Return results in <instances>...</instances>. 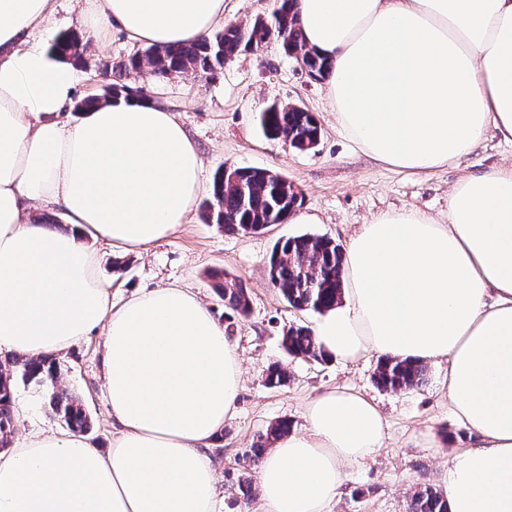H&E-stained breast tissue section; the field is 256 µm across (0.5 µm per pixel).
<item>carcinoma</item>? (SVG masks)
I'll return each instance as SVG.
<instances>
[{
  "mask_svg": "<svg viewBox=\"0 0 512 512\" xmlns=\"http://www.w3.org/2000/svg\"><path fill=\"white\" fill-rule=\"evenodd\" d=\"M296 0H276L272 12L276 22H286L280 42L286 54L300 52L305 63L316 76L324 74L331 64L324 58L305 49L303 34L297 23ZM267 34L265 22L257 18L253 23L227 25L202 40L182 45L155 46L136 51L133 55L109 67L112 81L103 87V93L88 96L75 106V111L100 100L130 96H143L142 89L133 87L127 79L146 63L152 76L168 78L184 71L214 73L224 63L251 45H257ZM53 49L69 61H82L84 45L76 33H66L54 44ZM263 135L271 140L286 141L291 147L306 151L315 148L322 130L316 117L289 104L274 102L260 115ZM235 177H224L218 171L213 179L211 200L204 209L203 220L216 224L226 233L252 234L265 229V223L274 220L288 207L298 208L301 197L288 178L267 169L237 167ZM271 282L282 292L290 306L298 310L322 312L341 300L343 290V248L334 240L311 234L279 239L268 260ZM218 296L224 307L237 317L250 313V296L247 288L229 276L216 284ZM282 347L293 358L324 362L328 359L317 345L313 331L306 325H292L282 336ZM58 376L56 359H23L14 355L0 360V449L10 445L14 431L13 386L16 378L27 384L48 388L46 395L53 412L74 433L90 430V421L78 401L55 390ZM429 381L427 364L383 356L379 359L374 382L386 391L419 388ZM266 385L279 388L288 384V372L280 364L267 370ZM290 425L279 421L258 436L252 457L260 460L279 437L288 433ZM408 512H448V501L442 490L424 485L411 497Z\"/></svg>",
  "mask_w": 512,
  "mask_h": 512,
  "instance_id": "cac0c4a2",
  "label": "carcinoma"
}]
</instances>
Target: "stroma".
Instances as JSON below:
<instances>
[{"instance_id":"35a3bbf8","label":"stroma","mask_w":512,"mask_h":512,"mask_svg":"<svg viewBox=\"0 0 512 512\" xmlns=\"http://www.w3.org/2000/svg\"><path fill=\"white\" fill-rule=\"evenodd\" d=\"M141 45L113 36L105 47L88 46L77 65L74 100L99 93L106 80L105 63L123 60ZM133 85L165 105L195 142L202 159L203 192L188 223L146 250L118 251L96 244L101 278L120 304L142 290L162 286L194 289L216 318L226 310L213 290L210 274L221 270L239 279L251 296V313L236 321L231 340L241 359L244 383L233 419L224 424L212 450L217 469V512H264L259 496L242 501L239 477L256 478L260 464L250 448L256 436L280 420L292 430L305 426L306 400L329 388H350L371 399L385 421L382 448L372 460L352 466L332 512H406L421 486L438 484L452 448L478 447V439L457 419L442 390L446 364L430 365V381L422 388L386 391L373 381L377 353L352 362H325L289 357L281 336L289 326L314 325L318 314L291 307L267 274L266 261L282 237L315 234L348 245L359 226L374 216L416 210L438 221L448 219L449 193L460 178L491 166L512 164V147L487 133L470 156L430 173H408L363 154L339 130L323 80L315 79L297 60L285 55L277 39L240 52L212 74L187 72L167 79L132 77ZM296 104L313 112L322 136L318 146L300 151L265 138L259 114L271 103ZM256 167L288 178L301 196V221L274 224L256 234H228L204 223L201 214L211 198L215 173L226 167ZM123 262L124 273L112 270ZM103 338H84L58 358V389L77 397L93 428L89 442L100 450L112 445L115 428L108 411L102 369ZM280 363L290 379L281 388L267 387L265 371ZM17 420L13 440L36 427L64 429L42 392L16 382Z\"/></svg>"}]
</instances>
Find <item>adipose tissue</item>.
<instances>
[{
  "label": "adipose tissue",
  "instance_id": "obj_1",
  "mask_svg": "<svg viewBox=\"0 0 512 512\" xmlns=\"http://www.w3.org/2000/svg\"><path fill=\"white\" fill-rule=\"evenodd\" d=\"M55 11L56 0H0V354L60 355L101 334L116 431L103 452L31 430L0 454V512H215L210 450L236 412V348L189 289L113 303L93 247L144 249L187 223L202 160L151 99L70 118L71 63L28 41ZM80 13L94 45L108 32L167 46L210 35L224 0H92ZM297 17L331 63L339 129L372 159L429 172L488 131L512 144V0H298ZM36 204L57 208L66 230L43 226ZM344 269L317 344L345 362L447 360L450 408L480 440L448 454V512H512V166L462 178L447 223L374 217ZM304 418L260 466L264 512H331L346 467L384 441L380 409L352 390L311 397Z\"/></svg>",
  "mask_w": 512,
  "mask_h": 512
}]
</instances>
